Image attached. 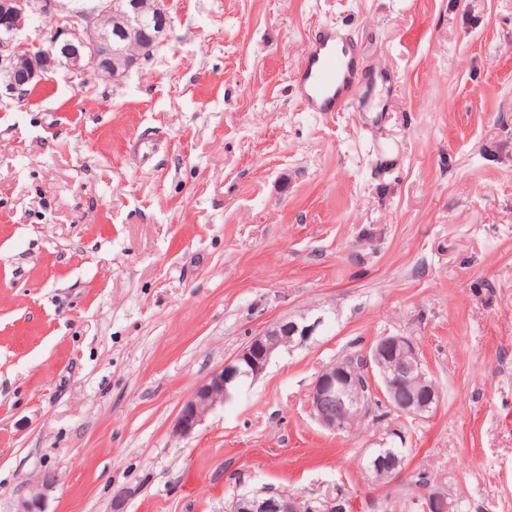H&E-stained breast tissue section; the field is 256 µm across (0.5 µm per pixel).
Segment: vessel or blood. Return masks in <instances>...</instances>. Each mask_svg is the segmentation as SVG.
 I'll return each instance as SVG.
<instances>
[{
	"instance_id": "b4317fda",
	"label": "vessel or blood",
	"mask_w": 512,
	"mask_h": 512,
	"mask_svg": "<svg viewBox=\"0 0 512 512\" xmlns=\"http://www.w3.org/2000/svg\"><path fill=\"white\" fill-rule=\"evenodd\" d=\"M375 70L364 63L363 50L337 24L318 26L305 40L293 92L310 112L365 111Z\"/></svg>"
}]
</instances>
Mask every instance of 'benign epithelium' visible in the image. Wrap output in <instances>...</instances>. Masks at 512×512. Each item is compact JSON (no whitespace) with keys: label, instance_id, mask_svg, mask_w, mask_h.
Masks as SVG:
<instances>
[{"label":"benign epithelium","instance_id":"benign-epithelium-1","mask_svg":"<svg viewBox=\"0 0 512 512\" xmlns=\"http://www.w3.org/2000/svg\"><path fill=\"white\" fill-rule=\"evenodd\" d=\"M168 0H98L91 11H65L45 0H0V99H19L41 84L43 76L56 65L76 78L89 73L104 74L120 80L141 61L153 56L166 38L171 25ZM53 25L48 47L43 48L26 35L39 18ZM324 318L282 320L254 337L242 351L201 385L181 406L173 431L180 437L190 436L206 416L221 405L242 383L256 380L268 367L275 351L302 346L323 325ZM398 357L395 368L386 358ZM369 382L380 379L383 395H389L397 381L414 383L412 374L422 364L412 341L405 336H385L364 357ZM422 402L400 406L407 415L428 412L439 402L433 384L416 388ZM337 399L341 414L327 408ZM310 412L324 429L345 431L360 421L365 412L358 371L347 364H331L318 374L308 395ZM58 482L56 473L46 471L18 512H44L46 492ZM305 499L292 493L258 491L236 497L230 512H304ZM423 512H453V503L445 493L432 490L424 494Z\"/></svg>","mask_w":512,"mask_h":512}]
</instances>
